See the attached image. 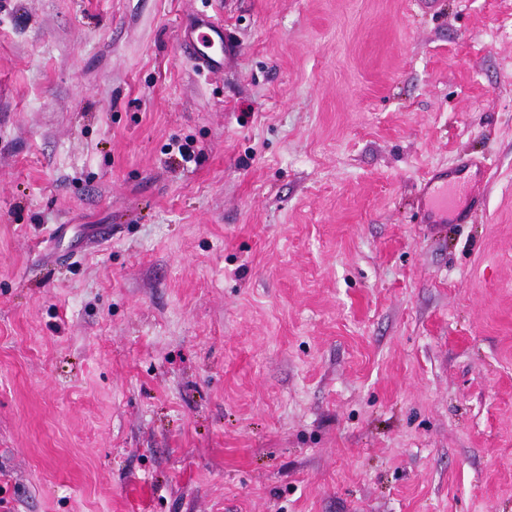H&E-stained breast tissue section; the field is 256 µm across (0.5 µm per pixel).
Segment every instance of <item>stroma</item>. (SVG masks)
Wrapping results in <instances>:
<instances>
[{"instance_id": "1", "label": "stroma", "mask_w": 512, "mask_h": 512, "mask_svg": "<svg viewBox=\"0 0 512 512\" xmlns=\"http://www.w3.org/2000/svg\"><path fill=\"white\" fill-rule=\"evenodd\" d=\"M0 512H512V0H0ZM182 51L193 60L200 72L224 69V52H229V39L224 24L216 23L205 14L181 18L177 24ZM472 168L485 172L486 163L461 158L448 169L436 172L424 185L419 205L429 224H463L470 215L469 205H460L457 191L465 186Z\"/></svg>"}]
</instances>
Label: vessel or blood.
Wrapping results in <instances>:
<instances>
[{"instance_id":"obj_1","label":"vessel or blood","mask_w":512,"mask_h":512,"mask_svg":"<svg viewBox=\"0 0 512 512\" xmlns=\"http://www.w3.org/2000/svg\"><path fill=\"white\" fill-rule=\"evenodd\" d=\"M177 33L183 53L193 60L199 71L211 73L223 69L224 54L229 49L223 24L207 15L195 14L179 20ZM485 168V162L462 158L453 167L436 172L425 183L419 200L428 222L465 223L470 208L458 203L457 192L465 186L472 170Z\"/></svg>"}]
</instances>
